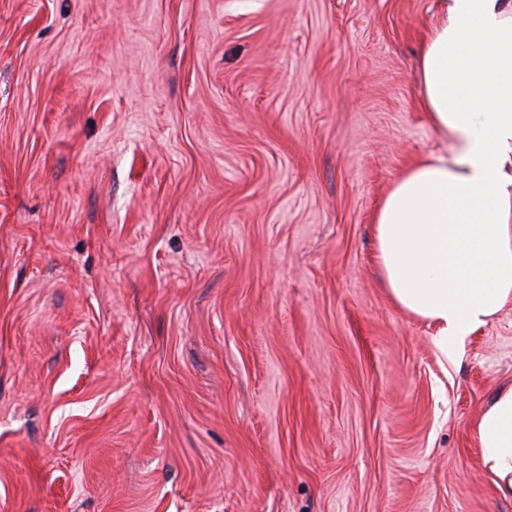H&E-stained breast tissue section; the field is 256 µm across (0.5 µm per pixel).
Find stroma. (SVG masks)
<instances>
[{"label": "stroma", "instance_id": "obj_1", "mask_svg": "<svg viewBox=\"0 0 512 512\" xmlns=\"http://www.w3.org/2000/svg\"><path fill=\"white\" fill-rule=\"evenodd\" d=\"M437 0H0V512H512L373 216Z\"/></svg>", "mask_w": 512, "mask_h": 512}]
</instances>
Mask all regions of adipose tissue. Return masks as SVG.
I'll use <instances>...</instances> for the list:
<instances>
[{
    "label": "adipose tissue",
    "mask_w": 512,
    "mask_h": 512,
    "mask_svg": "<svg viewBox=\"0 0 512 512\" xmlns=\"http://www.w3.org/2000/svg\"><path fill=\"white\" fill-rule=\"evenodd\" d=\"M418 80L442 146L383 198L376 261L393 303L448 354L512 301V0H440ZM477 432L497 490L512 496V386Z\"/></svg>",
    "instance_id": "ef3b65f1"
}]
</instances>
